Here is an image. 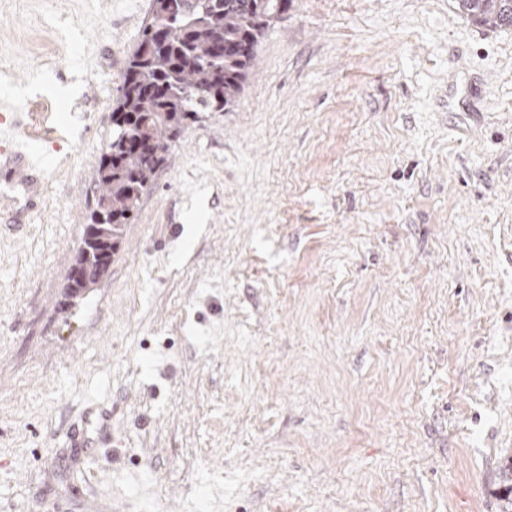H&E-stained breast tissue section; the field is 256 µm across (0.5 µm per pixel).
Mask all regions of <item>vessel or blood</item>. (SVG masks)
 Here are the masks:
<instances>
[{
	"mask_svg": "<svg viewBox=\"0 0 512 512\" xmlns=\"http://www.w3.org/2000/svg\"><path fill=\"white\" fill-rule=\"evenodd\" d=\"M38 149L13 139L0 140V206L11 210L14 227L29 223L31 214L43 201L45 183L40 174ZM71 447L81 449L84 456H94L102 447L118 448L122 442L112 432V412L84 413L80 423L70 432Z\"/></svg>",
	"mask_w": 512,
	"mask_h": 512,
	"instance_id": "b4317fda",
	"label": "vessel or blood"
}]
</instances>
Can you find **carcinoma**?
<instances>
[{
	"label": "carcinoma",
	"mask_w": 512,
	"mask_h": 512,
	"mask_svg": "<svg viewBox=\"0 0 512 512\" xmlns=\"http://www.w3.org/2000/svg\"><path fill=\"white\" fill-rule=\"evenodd\" d=\"M292 0H151V22L129 56L112 135L93 176L94 207L64 296L76 304L110 270L141 197L187 123L235 103L265 31ZM475 23L512 27V0H454ZM224 42V53L215 52Z\"/></svg>",
	"instance_id": "cac0c4a2"
}]
</instances>
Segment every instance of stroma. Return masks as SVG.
I'll use <instances>...</instances> for the list:
<instances>
[{
  "label": "stroma",
  "mask_w": 512,
  "mask_h": 512,
  "mask_svg": "<svg viewBox=\"0 0 512 512\" xmlns=\"http://www.w3.org/2000/svg\"><path fill=\"white\" fill-rule=\"evenodd\" d=\"M149 11L0 0V111L54 149L44 207L0 235V512H504L512 27L449 0H292L70 306ZM89 406L124 456L72 462Z\"/></svg>",
  "instance_id": "1"
}]
</instances>
